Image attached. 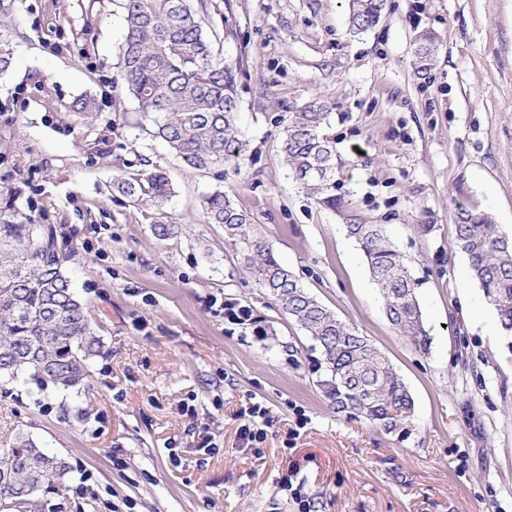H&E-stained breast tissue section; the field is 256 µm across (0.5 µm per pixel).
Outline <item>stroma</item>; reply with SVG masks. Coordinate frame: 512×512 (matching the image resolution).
Here are the masks:
<instances>
[{
	"label": "stroma",
	"instance_id": "1",
	"mask_svg": "<svg viewBox=\"0 0 512 512\" xmlns=\"http://www.w3.org/2000/svg\"><path fill=\"white\" fill-rule=\"evenodd\" d=\"M206 4L205 30L240 66L249 144L220 174L142 130L120 66L125 0H0V210L76 245L65 269L104 343L82 391L1 380L0 446L21 429L68 462L44 512H512V342L455 233L463 207L512 235V0H388L359 35L348 0ZM423 29L437 51L419 72ZM82 98L93 118L75 112ZM314 100L342 163L334 209L297 187L282 151L289 113ZM156 169L174 187L161 210L115 188ZM218 188L389 358L414 400L398 428L330 409L311 340L205 223ZM350 224L382 225L407 259L429 351L390 324ZM214 298L253 324H230ZM254 406L269 425L244 448Z\"/></svg>",
	"mask_w": 512,
	"mask_h": 512
}]
</instances>
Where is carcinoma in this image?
I'll list each match as a JSON object with an SVG mask.
<instances>
[{"label":"carcinoma","instance_id":"cac0c4a2","mask_svg":"<svg viewBox=\"0 0 512 512\" xmlns=\"http://www.w3.org/2000/svg\"><path fill=\"white\" fill-rule=\"evenodd\" d=\"M386 8L387 0H349V31L375 26ZM218 41V33L205 32L193 0H129L121 47L127 88L153 136L203 170L243 161L247 149L236 124L237 66L217 60ZM434 51V37L422 36L417 69H428ZM330 125L331 113L321 102L289 113L283 152L301 188L334 208L336 152L325 134ZM117 188L133 202L157 208L173 194L159 170L122 176ZM202 208L207 223L224 225L228 239L241 246L259 286L319 347V386L330 407L396 429L414 401L388 358L298 284L228 193L204 195ZM455 227L473 278L512 334V237L466 209L457 212ZM347 231L363 250L391 325L428 351L431 338L404 257L377 224H349ZM70 250L53 228L41 230L35 215L0 210V377L28 374L68 389L90 375L102 342L65 272ZM66 472L64 459L41 448L31 434L16 433L0 451V512H42L40 493L60 487Z\"/></svg>","mask_w":512,"mask_h":512}]
</instances>
